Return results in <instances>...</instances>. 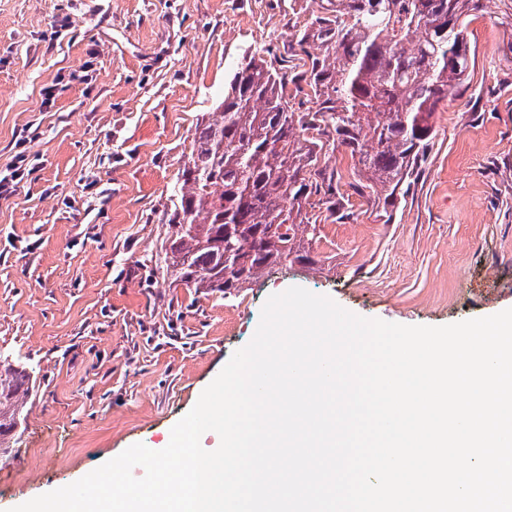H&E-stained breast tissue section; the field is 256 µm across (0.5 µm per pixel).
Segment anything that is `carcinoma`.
<instances>
[{"mask_svg": "<svg viewBox=\"0 0 512 512\" xmlns=\"http://www.w3.org/2000/svg\"><path fill=\"white\" fill-rule=\"evenodd\" d=\"M481 0H321L292 35L307 57L304 111L288 76L249 52L225 84L219 118L196 125L171 199L161 268L195 291L227 294L283 264L313 265L307 205L329 149L354 162L384 223L407 197L436 137L432 118L468 84L466 18ZM26 367L0 354V454L25 420Z\"/></svg>", "mask_w": 512, "mask_h": 512, "instance_id": "1", "label": "carcinoma"}]
</instances>
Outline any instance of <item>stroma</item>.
<instances>
[{"label":"stroma","instance_id":"stroma-1","mask_svg":"<svg viewBox=\"0 0 512 512\" xmlns=\"http://www.w3.org/2000/svg\"><path fill=\"white\" fill-rule=\"evenodd\" d=\"M314 0H0V172L15 137L24 177L0 198V352L32 368L24 431L0 461V512L70 485L133 444L153 448L252 339L292 286L359 316L442 326L512 308V28L485 0L467 27L474 78L435 115L437 135L391 223L353 189L302 265L204 294L157 262L197 123L243 52L288 75L293 25ZM88 68L80 83L71 73ZM55 88L52 105L43 91Z\"/></svg>","mask_w":512,"mask_h":512}]
</instances>
